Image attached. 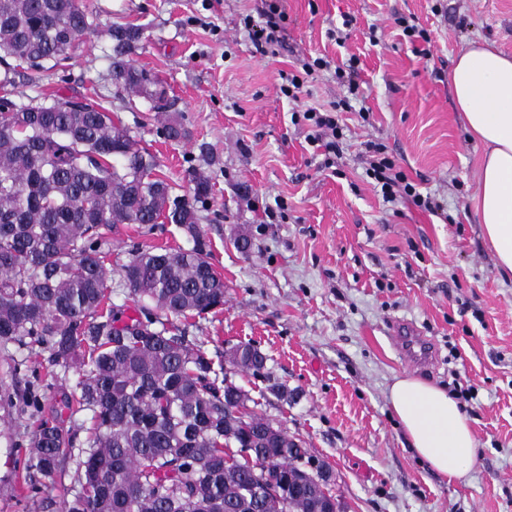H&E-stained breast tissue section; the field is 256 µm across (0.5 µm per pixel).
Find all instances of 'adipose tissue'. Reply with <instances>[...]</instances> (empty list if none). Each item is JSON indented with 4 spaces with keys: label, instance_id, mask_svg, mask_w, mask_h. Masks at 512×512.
Returning <instances> with one entry per match:
<instances>
[{
    "label": "adipose tissue",
    "instance_id": "1",
    "mask_svg": "<svg viewBox=\"0 0 512 512\" xmlns=\"http://www.w3.org/2000/svg\"><path fill=\"white\" fill-rule=\"evenodd\" d=\"M455 107L485 152L478 174L475 214L499 274L512 278V55L471 41L448 77ZM391 408L411 448L451 482H466L476 460L469 416L442 387L412 375L395 377Z\"/></svg>",
    "mask_w": 512,
    "mask_h": 512
}]
</instances>
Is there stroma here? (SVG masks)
<instances>
[{"label":"stroma","instance_id":"35a3bbf8","mask_svg":"<svg viewBox=\"0 0 512 512\" xmlns=\"http://www.w3.org/2000/svg\"><path fill=\"white\" fill-rule=\"evenodd\" d=\"M266 0H86L100 30L66 66L22 71L11 98L88 95L155 156L157 172L188 194L199 144L216 162L213 194L199 210L211 261L224 278V308L187 321L208 353L251 343L269 379L243 373L238 385L259 413L328 462L348 512H512V281L501 278L476 222L481 145L469 139L448 84L471 40L512 54V0H282L284 40L263 55L243 28ZM356 23L344 45L328 32L342 15ZM426 29L409 42L397 18ZM142 25L136 66L167 90V106L129 99L111 76L106 27ZM325 55L357 56L369 119L342 113L343 155L323 168L306 142L301 115L326 108L344 90L328 73L308 80L299 100L279 92L280 72ZM182 123L187 140L163 133ZM386 153L444 210L411 200L384 202L365 175L368 142ZM252 240L249 252L233 245ZM105 266L112 300L128 301L120 268L132 247L191 248L174 224H123L110 235ZM409 325L433 356L404 363L393 334ZM47 355L0 345V512H39L24 459L30 422L19 406L33 377L47 378ZM412 374L459 394L472 419L477 461L468 483L447 482L409 446L388 400L394 377ZM293 398L279 401L269 381Z\"/></svg>","mask_w":512,"mask_h":512}]
</instances>
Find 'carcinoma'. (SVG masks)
<instances>
[{
    "label": "carcinoma",
    "mask_w": 512,
    "mask_h": 512,
    "mask_svg": "<svg viewBox=\"0 0 512 512\" xmlns=\"http://www.w3.org/2000/svg\"><path fill=\"white\" fill-rule=\"evenodd\" d=\"M99 27L85 0H0V89L22 70L69 60ZM112 80L132 97L165 91L131 55L142 28L114 25ZM0 112V343L47 351L73 373L72 399L85 411L83 439L42 413L52 384L29 386L35 428L27 471L52 482L61 459L74 486L44 512H344L325 461L321 483L302 442L253 407L229 380L264 376L266 357L238 344L215 362L175 318L224 306V278L208 260L196 204L212 194L204 166L191 197L175 195L156 161L96 100L50 97ZM178 225L190 249L130 251L120 271L129 295L150 306L131 316L112 305L107 232L121 224Z\"/></svg>",
    "instance_id": "cac0c4a2"
}]
</instances>
